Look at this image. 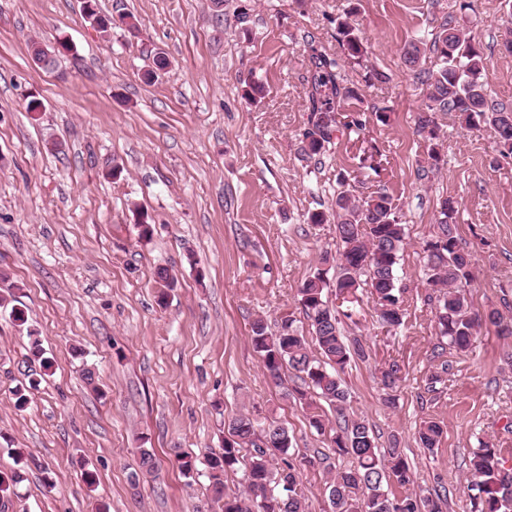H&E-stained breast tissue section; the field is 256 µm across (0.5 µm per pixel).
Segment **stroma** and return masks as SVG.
Masks as SVG:
<instances>
[{
    "instance_id": "obj_1",
    "label": "stroma",
    "mask_w": 512,
    "mask_h": 512,
    "mask_svg": "<svg viewBox=\"0 0 512 512\" xmlns=\"http://www.w3.org/2000/svg\"><path fill=\"white\" fill-rule=\"evenodd\" d=\"M102 13L134 14L138 36L113 28L104 38L79 0H0V291L15 288L27 327L0 309V472H20L5 512H217L207 456L224 446V423L240 413L258 426L288 428L296 450L319 457L303 475L307 512H327L329 442L291 397L298 380L273 381L250 342L264 318L289 316L307 331L298 290L314 273L336 276L333 224H313L339 192L363 197L385 187L405 227L397 267L407 314L385 332L363 296L347 335L372 352L343 376L350 411L380 447L398 439L417 493L445 491L443 512H470L465 466L472 448H512V336L484 324L468 352L439 336L425 288L423 242L440 203L452 198L458 234L473 255L467 290L472 312L512 320V156L494 132L462 128L441 112L439 171L419 177L427 144L415 132L427 90L403 60L405 43L444 21L486 48L492 97L512 107V26L505 0H97ZM359 23L367 52L350 60L336 36ZM65 42L55 67L34 63L30 45ZM341 64L358 99L342 115L365 114L364 130L345 129L323 163L301 151L311 64L307 41ZM169 68L151 83L141 72L155 52ZM383 80L370 79V71ZM265 98L243 99L247 82ZM42 109L28 111L31 99ZM386 121H377V113ZM119 166L120 177L108 174ZM152 218L139 236L141 215ZM177 278L158 304L154 275ZM35 329L53 367L32 385L27 329ZM397 358L395 406L384 401L379 369ZM447 366L445 385L427 391ZM94 368L103 389H86ZM26 388L29 403L15 406ZM442 422L435 450L421 448L422 421ZM153 449L152 477L131 484L139 449ZM198 461L193 478L176 454ZM48 465L26 466L25 458ZM98 486L87 492L84 469Z\"/></svg>"
}]
</instances>
